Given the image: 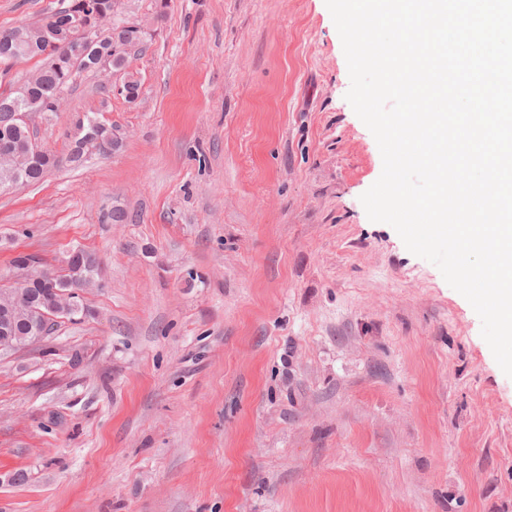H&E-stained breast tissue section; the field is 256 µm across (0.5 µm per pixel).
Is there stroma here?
<instances>
[{"label":"stroma","mask_w":512,"mask_h":512,"mask_svg":"<svg viewBox=\"0 0 512 512\" xmlns=\"http://www.w3.org/2000/svg\"><path fill=\"white\" fill-rule=\"evenodd\" d=\"M60 0H0V31ZM136 104L82 73L35 140L120 151L0 194L22 253L99 271L0 352V512H512V378L481 320L360 201L377 142L325 0H122ZM126 212L123 222L112 211ZM102 124L100 122L93 125L92 130L84 133L83 129V123H81L80 127L78 128V132L76 136H79L80 134L84 133L83 136L78 140L77 144L80 147L81 150L87 149V155L90 153H96L99 150H102V139L104 144L108 147L109 152L103 151L98 152V154L108 155L112 154V152L118 150L121 145H118L114 150L113 147H115L117 144L120 143V140L114 136H112V144L107 142V132H104L102 134V139L99 135L101 130Z\"/></svg>","instance_id":"obj_1"}]
</instances>
